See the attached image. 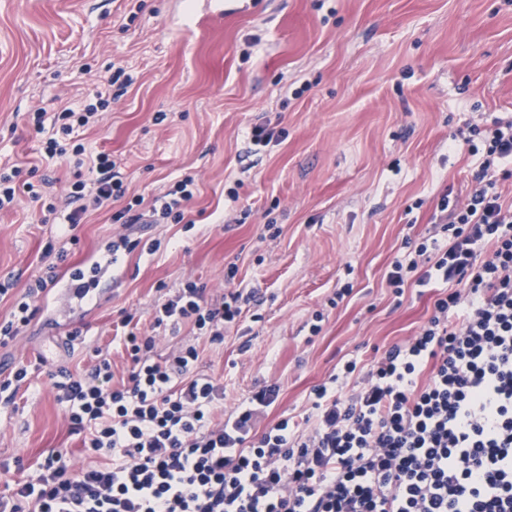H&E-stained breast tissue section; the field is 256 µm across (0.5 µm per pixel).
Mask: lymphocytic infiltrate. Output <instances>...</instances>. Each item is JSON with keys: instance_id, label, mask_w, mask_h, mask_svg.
<instances>
[{"instance_id": "f902f5d3", "label": "lymphocytic infiltrate", "mask_w": 512, "mask_h": 512, "mask_svg": "<svg viewBox=\"0 0 512 512\" xmlns=\"http://www.w3.org/2000/svg\"><path fill=\"white\" fill-rule=\"evenodd\" d=\"M98 116L91 103L66 107L47 133V158L96 173L93 184L68 189L65 234L125 194L112 159L74 139ZM471 153L478 167L466 202L444 194L437 203L446 243H422L388 274L397 289L409 280L438 288L431 316L355 394L332 380L318 386L311 433L285 419L250 442L275 387L215 419L224 386L198 373V348L158 357L155 337L131 334L127 379L115 380L100 358L56 384L94 463L73 470L64 450H50L36 481H13L0 495V512H512V206L496 180L512 166V120L480 131ZM194 186L184 178L149 214L129 204L115 218L126 226L147 215L156 224L183 219ZM45 290L42 278L26 288L0 323V344L27 326ZM251 299L237 289L212 304L190 282L156 305L153 325L187 322L220 342Z\"/></svg>"}]
</instances>
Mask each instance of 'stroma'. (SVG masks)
<instances>
[{
  "label": "stroma",
  "instance_id": "1",
  "mask_svg": "<svg viewBox=\"0 0 512 512\" xmlns=\"http://www.w3.org/2000/svg\"><path fill=\"white\" fill-rule=\"evenodd\" d=\"M120 68L117 98L108 81ZM98 92L110 105L79 137L110 154L126 192L84 218L36 315L0 346V381L28 369L13 403L0 402V465L11 466L0 493L36 479L51 448L88 464L56 399L60 369L87 370L101 351L127 376L117 325L128 314L130 332L149 331L154 305L188 282L212 303L229 288L257 301L223 341L183 324L158 329L155 351L197 346L200 371L224 385L221 413L277 386L259 435L284 419L311 431L314 388L353 360L351 391L416 335L435 293L395 292L387 275L441 237L443 193L467 198L475 165L462 133L512 118V0H0V159L63 195L73 171L41 157L29 120ZM257 125L285 135L255 149ZM188 176L183 220L128 228L139 247L96 297L59 312L70 273L116 239V212ZM55 233L28 194L0 212V281L14 283L0 318L44 274Z\"/></svg>",
  "mask_w": 512,
  "mask_h": 512
}]
</instances>
